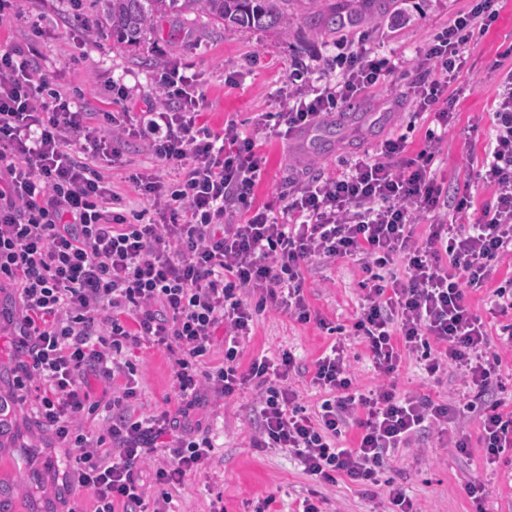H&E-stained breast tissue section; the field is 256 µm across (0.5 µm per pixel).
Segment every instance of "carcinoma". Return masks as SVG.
<instances>
[{
    "instance_id": "obj_1",
    "label": "carcinoma",
    "mask_w": 512,
    "mask_h": 512,
    "mask_svg": "<svg viewBox=\"0 0 512 512\" xmlns=\"http://www.w3.org/2000/svg\"><path fill=\"white\" fill-rule=\"evenodd\" d=\"M98 16L112 35V42L136 47L154 33V23L171 16L194 13L226 26L276 28L288 35L294 16L290 0H92ZM379 0H366L361 9L337 4L321 16L328 31H340L371 22Z\"/></svg>"
}]
</instances>
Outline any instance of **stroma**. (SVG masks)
Returning <instances> with one entry per match:
<instances>
[{"label": "stroma", "instance_id": "obj_1", "mask_svg": "<svg viewBox=\"0 0 512 512\" xmlns=\"http://www.w3.org/2000/svg\"><path fill=\"white\" fill-rule=\"evenodd\" d=\"M84 17H77L73 0H15L0 19V49L34 44L42 56L45 73L55 77L74 97L83 99L100 112L113 111L110 85L122 81L134 99L155 93L162 76L178 67L192 79L205 107L201 120L212 130L235 125L242 134L257 136L258 151L265 164L255 187L256 204L275 202L282 186L300 184L319 174L341 170L344 164L374 156L387 139L408 138V154L425 146V132L432 117L419 113L401 74L385 77L348 104L343 110L340 141L328 150L311 145L305 135L279 137L271 128L260 126L262 113L276 111L280 96L289 91L288 77L297 60L323 67L336 54L337 43L350 41L375 54L412 65L417 50L455 16L468 12L472 0H382L377 21L371 26L336 33H316L312 23L330 0H293L295 17L289 35L273 29L253 30L227 27L190 14L169 18L156 25L152 39L136 49L113 45L109 31L87 38L85 22L97 15L91 0H82ZM498 16L488 30L469 44L467 63L448 89L455 103L454 119L442 144L434 170L448 193L465 192L472 200V213L492 199V191L479 176L485 148L491 138L496 88L503 74L512 70V0H498ZM237 81L227 84L228 74ZM335 116L324 119L334 125ZM124 163L110 175L117 193L129 209L147 208L145 198L134 192L128 176L134 166L151 161L137 147L124 153ZM304 294L320 321L300 323L288 314L268 307L256 312L252 336L241 356L249 365L259 355L276 356L290 350L297 357L300 373L292 379L301 405L314 409L324 396L311 383L314 361L336 342H344L357 386L366 391L378 382L363 342L340 335L357 317L366 278L360 266L347 258L328 260L309 267ZM492 286L471 291L469 302L480 315L492 347L502 359L503 376L512 375V348L500 340L502 325L510 316H492L488 308ZM19 311L15 288H0V387L13 388L23 354L6 328L7 318ZM131 361L140 383L141 396L133 407L134 416H149L175 407L172 370L168 355L156 348L135 350ZM398 392L426 394L434 398L462 400L466 389L459 377L447 374L440 382L427 380L419 363L405 358L393 375ZM252 390L241 391L217 412L206 414L202 423L214 437L215 451L210 467L192 476L183 488L173 491V512H213L221 503L224 512H255L267 495H275L279 512H297L300 502L318 493L326 512H389L382 485L368 489L346 479L332 485H317L304 474L288 452L249 446L255 427ZM477 412H468L447 426L445 435L430 434L420 447L400 448L383 474L385 481L402 484L415 512H472L466 486H484L485 512H512V448L497 460H489L484 448H470L461 455L448 442L461 434L476 435ZM34 417L29 408L17 407L11 429L14 446L0 456V488H6V512H39L50 505L53 512L64 506L78 512H92L93 494L74 489L59 500L51 476L32 473L29 460L45 461L63 457L60 448L35 444L30 437Z\"/></svg>", "mask_w": 512, "mask_h": 512}]
</instances>
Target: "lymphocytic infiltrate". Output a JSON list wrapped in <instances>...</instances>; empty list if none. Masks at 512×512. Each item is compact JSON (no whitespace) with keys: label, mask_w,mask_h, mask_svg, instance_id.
I'll return each mask as SVG.
<instances>
[{"label":"lymphocytic infiltrate","mask_w":512,"mask_h":512,"mask_svg":"<svg viewBox=\"0 0 512 512\" xmlns=\"http://www.w3.org/2000/svg\"><path fill=\"white\" fill-rule=\"evenodd\" d=\"M495 4L478 0L416 53L413 96L435 123L426 149L409 158L403 138L386 140L374 159L288 186L275 208L253 203L264 164L254 138L201 125V102L178 71L163 78L152 107L132 111L128 87L116 82L119 111L96 112L50 81L34 46L0 50V281L19 295L16 342L26 356L13 391L71 460L55 481L90 489L94 512H115L119 502L138 512L159 486L152 512H167L171 489L214 454L196 410L249 385L258 417L251 447L292 453L320 483L378 485L396 449L445 430L457 403L388 383L360 392L339 344L314 364L312 382L326 397L311 413L288 382L298 369L290 351L241 368L252 297L309 322L303 269L325 258L356 260L367 275L353 330L379 374H393L408 353L428 376L457 374L486 403L478 440L487 455L512 447V410L488 398L502 384L501 360L468 300L512 258V71L497 88L482 163L492 203L471 216L467 197L444 201L432 170L452 117L448 88L475 33L495 21ZM339 48L335 79L290 90L266 113L283 135L316 127L395 68L365 48ZM131 143L177 173L172 181L131 174L150 203L133 214L109 176ZM232 212L239 221L225 223ZM419 223L428 226L421 241ZM398 261L405 277L391 270ZM142 347L168 354L177 407L140 419L128 354ZM219 348L222 363L209 365ZM91 376L111 383L106 404L87 391ZM102 407L106 428L96 436L84 423ZM352 427L356 443L343 447ZM160 453L166 462L152 466Z\"/></svg>","instance_id":"lymphocytic-infiltrate-1"}]
</instances>
